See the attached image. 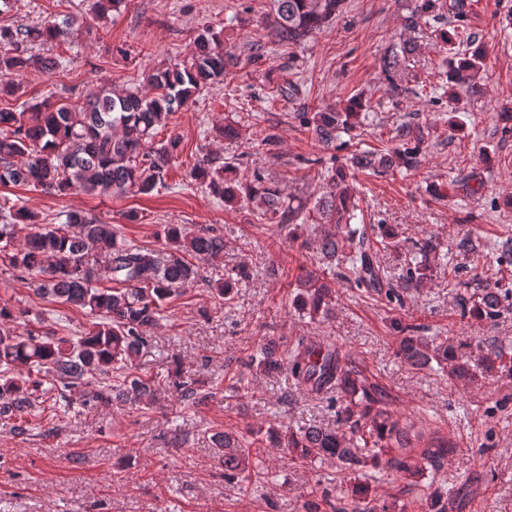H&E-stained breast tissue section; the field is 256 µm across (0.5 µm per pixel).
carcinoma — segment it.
<instances>
[{
  "mask_svg": "<svg viewBox=\"0 0 512 512\" xmlns=\"http://www.w3.org/2000/svg\"><path fill=\"white\" fill-rule=\"evenodd\" d=\"M273 23L281 40L294 45L323 28L339 12L341 0H271ZM414 12L433 14L449 9L464 14L465 0H415ZM79 21L73 17L44 19L15 29L0 28V98L19 99L25 94L18 77L31 68L52 72L62 65L61 57L31 53L39 43L64 41L73 35ZM441 42L448 46V83L480 95L483 88L475 76L483 65L485 48L464 32L442 29ZM403 46L383 60L390 90L405 87L396 82ZM234 54L224 51L221 33L206 27L193 41L188 57L178 63L142 73L134 86L103 87L78 102L49 100L24 102L20 109L0 107V184L24 185L58 194L81 191L93 195L148 194L162 182L177 158L180 138L155 144L158 130L170 117L191 107L200 90L224 80ZM302 122L323 146L329 148L342 133L368 119L361 99L347 101L334 110L300 113ZM398 146L385 155L362 154L352 166L389 172L396 167L415 169L420 164L424 134L420 126L396 129ZM190 182L233 207L241 201L255 204L260 219L286 231L303 214V208L285 203L278 182L258 171L244 175L233 164L218 168L206 160L189 172ZM313 209L322 221L317 256L313 266L302 269L292 305L310 318L327 317L336 302L335 284L346 281L352 288H369L390 302H404V293L423 285L431 276L429 257L441 248L428 235L412 244L401 288L389 286L388 277L374 263V250L398 246L399 234L388 224H379L373 234L356 218L353 185L345 168L326 170L323 192ZM27 229L24 243H17L19 226ZM224 239L210 230L189 231L182 224L163 229L159 249L134 247L120 238L108 224L82 212L65 215L61 224H45L26 207H10L0 213V259L28 275L39 276L38 291L79 307L91 321L77 342L53 333L25 328L0 332V416L32 410L37 395L51 394L71 407L78 395L82 404L109 406L115 401L136 404L154 391L150 378L126 372L118 385L85 391V381L107 377L115 367L133 364L157 324L163 305L182 295L200 279L196 266L183 255L203 256L212 261L223 257ZM244 277L241 268L230 269L208 283L229 301ZM107 279L113 286L99 288ZM512 311V289L487 284L480 289L463 315L495 320ZM396 354L415 368L435 363L448 377L474 383L499 374L512 376V357L500 347H474L467 341L450 344L437 336H426L419 325H398ZM247 365L265 373L286 370L297 385L310 393L336 394V427L279 426L268 431V440L282 449L295 465L334 460L352 472L373 471L378 477H400L413 483L433 465V456L415 459L405 453L391 454L396 446L407 447L404 428L389 409V395L372 382L355 361L342 356L332 343L308 344L299 340L278 349L262 346L248 355ZM40 379H30L31 373ZM176 392L180 401L195 405L210 393L190 375L179 377ZM261 431L244 434L226 432L215 442L224 465V479L250 482L261 472H250L249 458L264 444ZM332 512H396L398 504L374 500L369 485L355 482L347 501L332 503L312 499L307 512H320V503Z\"/></svg>",
  "mask_w": 512,
  "mask_h": 512,
  "instance_id": "cac0c4a2",
  "label": "carcinoma"
}]
</instances>
